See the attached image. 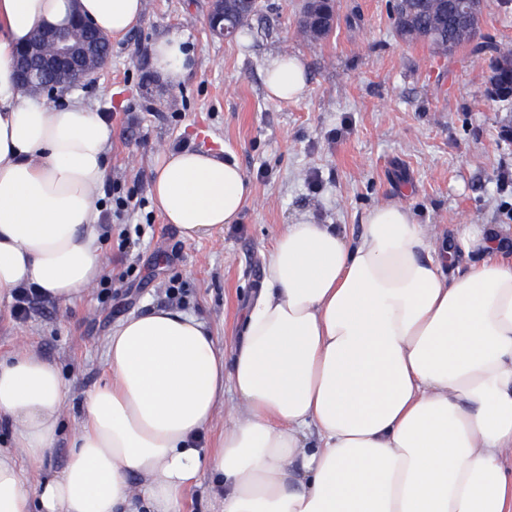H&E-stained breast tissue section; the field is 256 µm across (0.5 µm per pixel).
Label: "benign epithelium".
<instances>
[{
    "instance_id": "obj_1",
    "label": "benign epithelium",
    "mask_w": 512,
    "mask_h": 512,
    "mask_svg": "<svg viewBox=\"0 0 512 512\" xmlns=\"http://www.w3.org/2000/svg\"><path fill=\"white\" fill-rule=\"evenodd\" d=\"M258 0H237L229 6L228 0H209L208 21L212 33L231 37L239 26L228 25L230 12L244 14L251 11ZM483 0H456V10L465 20L462 32L472 35L479 30V12ZM303 19L308 29L318 31L336 26L332 0H307ZM42 34L50 44V51L30 43L15 52V67L22 89L35 84L52 94L61 88H72L86 81L93 82L108 61L104 52L112 51V42L81 18L74 19L72 32L44 29Z\"/></svg>"
}]
</instances>
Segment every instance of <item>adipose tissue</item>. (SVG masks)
<instances>
[{
    "instance_id": "adipose-tissue-1",
    "label": "adipose tissue",
    "mask_w": 512,
    "mask_h": 512,
    "mask_svg": "<svg viewBox=\"0 0 512 512\" xmlns=\"http://www.w3.org/2000/svg\"><path fill=\"white\" fill-rule=\"evenodd\" d=\"M143 0H0V301L32 284L59 302L103 272L100 191L111 127L82 101L22 99L14 47L70 14L125 35ZM170 83L192 66L177 31L152 47ZM302 60L273 57V100L306 92ZM166 223L189 241L236 223L251 186L236 162L177 149L153 170ZM491 224L428 234L373 208L357 239L298 218L277 236L231 350L168 307L120 320L108 381L87 394L66 466L29 482L60 436L67 388L35 350L0 359V512H181L223 480V512H512V257ZM231 420L200 434L223 403Z\"/></svg>"
}]
</instances>
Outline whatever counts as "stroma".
<instances>
[{
    "mask_svg": "<svg viewBox=\"0 0 512 512\" xmlns=\"http://www.w3.org/2000/svg\"><path fill=\"white\" fill-rule=\"evenodd\" d=\"M144 2L97 81L74 89L112 128L99 217L104 271L80 299L33 303L26 319L0 306V356L34 348L69 390L63 433L29 467L34 479L65 466L84 399L106 380L105 341L118 320L166 305L173 284L218 345L232 346L276 237L299 216L354 239L374 206L395 202L435 233L501 226L512 248V192L499 182L512 171V99L488 92L493 61L512 53V0H485V51L447 55L403 41L390 0H335L337 26L318 41L298 30L301 0H265L259 17L223 40L208 27V0ZM173 30L195 58L176 86L156 74L151 55ZM274 55L304 60L301 99L267 97ZM181 147L237 162L253 188L237 223L193 242L152 198L155 158ZM130 195L138 208L121 209Z\"/></svg>",
    "mask_w": 512,
    "mask_h": 512,
    "instance_id": "stroma-1",
    "label": "stroma"
}]
</instances>
